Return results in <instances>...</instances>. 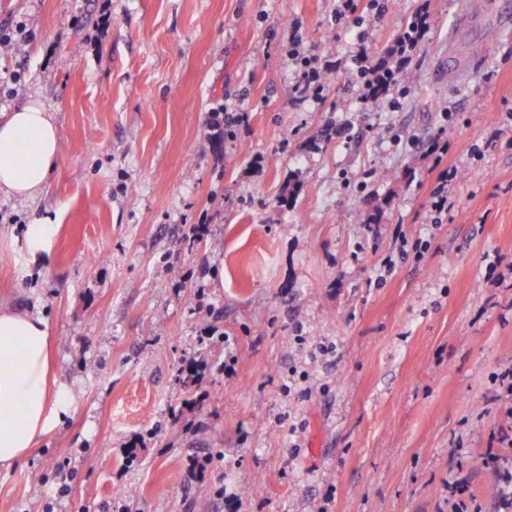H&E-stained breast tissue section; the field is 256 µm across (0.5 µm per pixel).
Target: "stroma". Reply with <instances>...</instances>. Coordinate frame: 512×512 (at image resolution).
Returning <instances> with one entry per match:
<instances>
[{"instance_id":"35a3bbf8","label":"stroma","mask_w":512,"mask_h":512,"mask_svg":"<svg viewBox=\"0 0 512 512\" xmlns=\"http://www.w3.org/2000/svg\"><path fill=\"white\" fill-rule=\"evenodd\" d=\"M378 1L0 0L30 32L0 52V113L35 97L60 132L46 192L0 194V301L47 320L74 400L0 471V512H448L462 477L498 512L480 460L512 427L492 383L512 368V0L467 22L431 0L396 110L361 101L348 58L383 57L422 0ZM305 58L331 67L316 99ZM220 103L238 121L217 136ZM404 238L430 246L378 281ZM458 179V170L448 168L442 170L437 178V184L431 192V206L439 213L448 211V184ZM57 229V224L49 221L27 225L24 231V243L33 261H36L38 255L46 250L48 242L56 234Z\"/></svg>"}]
</instances>
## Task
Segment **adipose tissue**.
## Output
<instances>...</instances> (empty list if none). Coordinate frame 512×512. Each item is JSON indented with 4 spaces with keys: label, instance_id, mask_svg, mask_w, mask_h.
<instances>
[{
    "label": "adipose tissue",
    "instance_id": "1",
    "mask_svg": "<svg viewBox=\"0 0 512 512\" xmlns=\"http://www.w3.org/2000/svg\"><path fill=\"white\" fill-rule=\"evenodd\" d=\"M24 140L25 150L19 147ZM58 154V127L40 101L0 113L1 193L21 200L43 193ZM71 406L52 372L45 319L0 303V469L21 463Z\"/></svg>",
    "mask_w": 512,
    "mask_h": 512
}]
</instances>
